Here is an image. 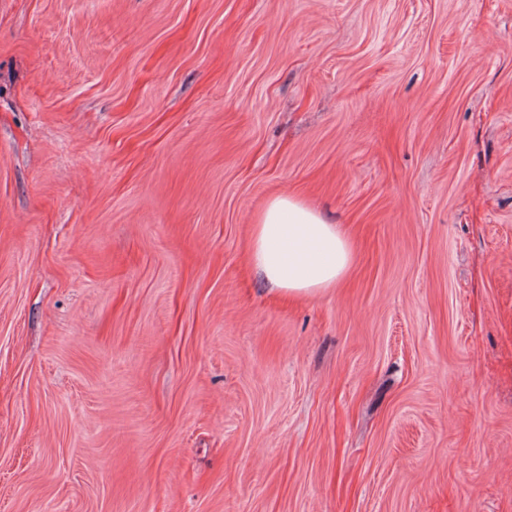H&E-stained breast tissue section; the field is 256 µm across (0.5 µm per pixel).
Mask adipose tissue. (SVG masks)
Returning a JSON list of instances; mask_svg holds the SVG:
<instances>
[{
    "label": "adipose tissue",
    "instance_id": "ef3b65f1",
    "mask_svg": "<svg viewBox=\"0 0 512 512\" xmlns=\"http://www.w3.org/2000/svg\"><path fill=\"white\" fill-rule=\"evenodd\" d=\"M248 259L274 291L297 298L336 287L352 267L353 246L303 200L278 195L254 217Z\"/></svg>",
    "mask_w": 512,
    "mask_h": 512
}]
</instances>
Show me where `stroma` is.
<instances>
[{"label": "stroma", "mask_w": 512, "mask_h": 512, "mask_svg": "<svg viewBox=\"0 0 512 512\" xmlns=\"http://www.w3.org/2000/svg\"><path fill=\"white\" fill-rule=\"evenodd\" d=\"M0 512H512V0H0ZM248 259L278 294L297 298L336 287L349 273L346 230L292 195L272 197L251 224Z\"/></svg>", "instance_id": "1"}]
</instances>
